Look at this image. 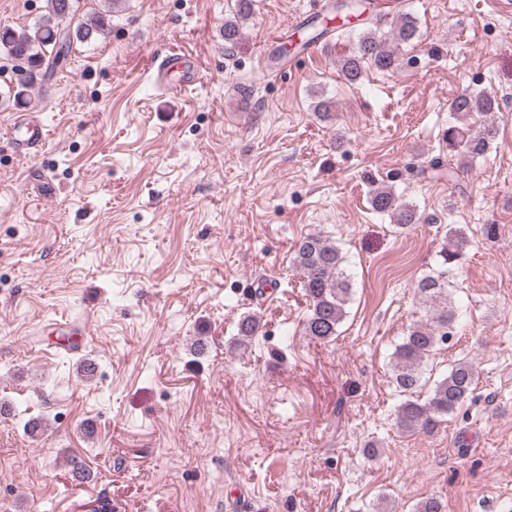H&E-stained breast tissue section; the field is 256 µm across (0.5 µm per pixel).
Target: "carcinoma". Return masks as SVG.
<instances>
[{
  "instance_id": "carcinoma-1",
  "label": "carcinoma",
  "mask_w": 512,
  "mask_h": 512,
  "mask_svg": "<svg viewBox=\"0 0 512 512\" xmlns=\"http://www.w3.org/2000/svg\"><path fill=\"white\" fill-rule=\"evenodd\" d=\"M71 2L47 0V14L31 28L0 27V50L25 61L17 73L14 105L25 104L26 92L42 76L43 68L65 64L74 40L84 41L108 31L112 0H106L107 9L95 15L91 22L74 28L65 24V20L73 19ZM417 32L416 19L408 13L401 14L394 28L386 33L381 31L379 22L370 23L358 37L355 51L343 59V74L354 81L367 64L382 70L394 67L399 46L414 40ZM449 110L456 114L457 124L448 127V148L465 158L485 154L496 138L497 129L491 124L473 129L467 119L475 112L495 111V97L486 92L461 94L450 102ZM370 203L374 211L389 216L403 230L417 223L415 208L399 201L390 188L374 189ZM448 237L453 249L445 246L440 251V269L424 276L417 284L419 294L443 306L434 309L426 322L410 328L394 356L392 380L399 392L407 396L398 407L397 426L410 435L429 431L445 421L468 398L475 384V367L463 361L453 365L448 375L434 384L425 400L415 396L424 387L425 360L436 350L438 342L449 336L454 319L445 278L448 264L460 256L468 244V236L464 227L453 225L448 229ZM344 262L336 244L319 235L304 237L294 251L293 263L303 276L309 298L310 314L304 323V333L314 339L335 336L345 316L351 284L344 272Z\"/></svg>"
}]
</instances>
